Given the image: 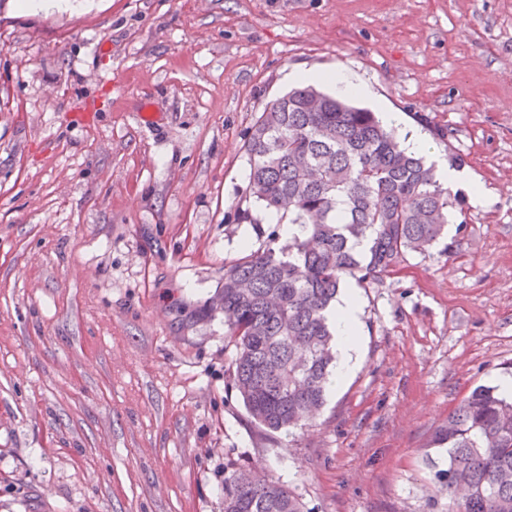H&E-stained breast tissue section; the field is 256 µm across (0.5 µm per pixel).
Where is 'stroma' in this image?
<instances>
[{"label":"stroma","instance_id":"stroma-1","mask_svg":"<svg viewBox=\"0 0 512 512\" xmlns=\"http://www.w3.org/2000/svg\"><path fill=\"white\" fill-rule=\"evenodd\" d=\"M335 68L474 184L428 252L345 280L357 366L270 436L199 311L282 230L237 219L250 127ZM505 376L512 0H0V512H224L228 451L305 512H446L434 436Z\"/></svg>","mask_w":512,"mask_h":512}]
</instances>
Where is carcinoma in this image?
Instances as JSON below:
<instances>
[{"mask_svg": "<svg viewBox=\"0 0 512 512\" xmlns=\"http://www.w3.org/2000/svg\"><path fill=\"white\" fill-rule=\"evenodd\" d=\"M261 209L297 227L288 242L224 265L207 311L224 316L228 377L271 433L312 424L326 403L335 337L328 313L343 279L376 282L448 229L460 194L406 151L374 112L313 86L268 101L244 143ZM448 512H512V398L475 387L438 432ZM224 512H304L299 495L224 456Z\"/></svg>", "mask_w": 512, "mask_h": 512, "instance_id": "obj_1", "label": "carcinoma"}]
</instances>
